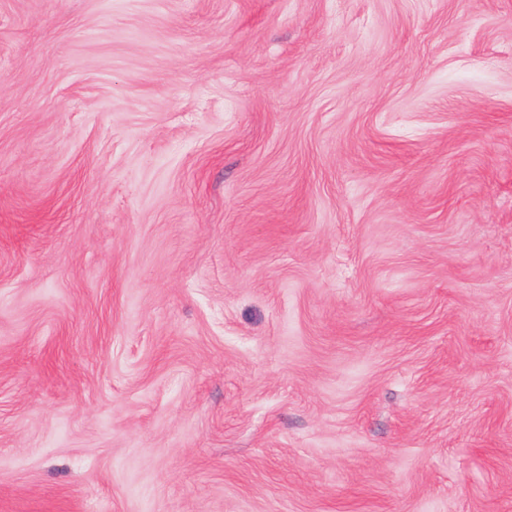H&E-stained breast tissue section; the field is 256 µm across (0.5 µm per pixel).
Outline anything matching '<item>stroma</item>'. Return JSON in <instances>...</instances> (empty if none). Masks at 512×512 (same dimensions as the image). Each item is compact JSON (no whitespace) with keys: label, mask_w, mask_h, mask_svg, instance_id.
<instances>
[{"label":"stroma","mask_w":512,"mask_h":512,"mask_svg":"<svg viewBox=\"0 0 512 512\" xmlns=\"http://www.w3.org/2000/svg\"><path fill=\"white\" fill-rule=\"evenodd\" d=\"M0 512H512V0H0Z\"/></svg>","instance_id":"obj_1"}]
</instances>
